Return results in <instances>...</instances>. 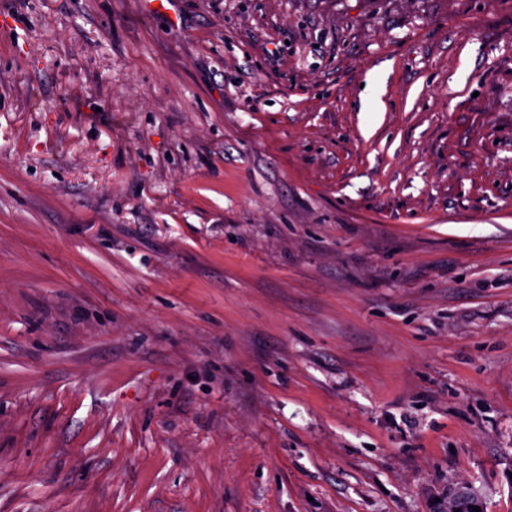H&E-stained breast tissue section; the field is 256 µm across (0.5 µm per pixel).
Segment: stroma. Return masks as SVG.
Here are the masks:
<instances>
[{
    "label": "stroma",
    "mask_w": 512,
    "mask_h": 512,
    "mask_svg": "<svg viewBox=\"0 0 512 512\" xmlns=\"http://www.w3.org/2000/svg\"><path fill=\"white\" fill-rule=\"evenodd\" d=\"M512 512V0H0V512Z\"/></svg>",
    "instance_id": "stroma-1"
}]
</instances>
